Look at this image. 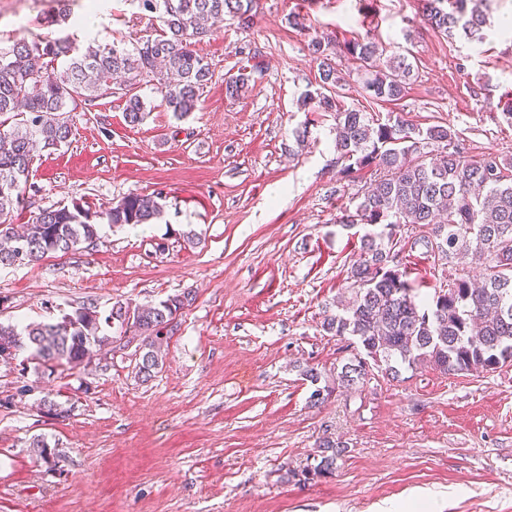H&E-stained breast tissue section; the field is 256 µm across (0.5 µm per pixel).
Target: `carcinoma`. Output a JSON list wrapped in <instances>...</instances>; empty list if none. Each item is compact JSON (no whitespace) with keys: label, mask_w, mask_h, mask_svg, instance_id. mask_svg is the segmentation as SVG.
<instances>
[{"label":"carcinoma","mask_w":512,"mask_h":512,"mask_svg":"<svg viewBox=\"0 0 512 512\" xmlns=\"http://www.w3.org/2000/svg\"><path fill=\"white\" fill-rule=\"evenodd\" d=\"M144 10L160 14L161 33L133 49L94 42L76 45L70 36L55 39L20 38L0 46V115L27 112L29 118L0 131V265L38 261L50 253L93 247L100 222L148 224L162 205L154 197L129 194L100 214L74 205L49 207L19 232L10 222L14 205L26 186L34 152L58 149L71 134L69 113L97 97L103 82L122 79L125 116L138 124L147 110L138 93L154 83L167 109L185 118L198 108L213 72L191 48V40L207 33L208 24L224 16L246 24L254 0H140ZM487 0H425L424 20L446 37L456 33L480 41ZM318 62L320 87L304 94L302 104L317 112H333L336 120V168L339 178L371 168L379 177L363 195L355 212L339 217L341 224L380 226L364 235L360 261L350 268L347 303L327 311L322 329L351 336L361 352L349 358L337 383L353 387L378 369L397 376L400 367L430 366L444 374H473L512 362V159L494 152L471 156L459 133L448 126L426 130L390 113L374 122L366 113L344 107L326 94L341 81L329 43L310 42ZM358 64L363 88L373 101L394 102L406 96L414 66L405 55L375 64L382 50L370 38L346 47ZM250 74L241 72L224 82L225 95L237 97ZM435 147L436 152L428 151ZM429 228L436 248L448 259V287L431 299H417L407 280L406 265L395 250L400 228ZM190 293L176 294L150 306L116 303L107 315L89 304L65 314L56 323L18 328L0 322V363L20 361V371L34 364L52 371L74 368L94 350L114 340L102 325L124 331L132 322L140 331L136 373L147 382L163 363V353L175 331L171 316L190 306ZM29 447L54 467L61 453L42 436ZM320 461L302 473L309 480L332 473L345 445L326 435L319 442Z\"/></svg>","instance_id":"carcinoma-1"}]
</instances>
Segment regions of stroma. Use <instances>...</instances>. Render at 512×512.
<instances>
[{
	"instance_id": "obj_1",
	"label": "stroma",
	"mask_w": 512,
	"mask_h": 512,
	"mask_svg": "<svg viewBox=\"0 0 512 512\" xmlns=\"http://www.w3.org/2000/svg\"><path fill=\"white\" fill-rule=\"evenodd\" d=\"M88 4L69 0V20L51 26L55 0H0V44L67 34L129 48L160 28L138 0L93 14ZM366 35L414 66L398 104L364 96L346 46ZM316 36L333 41L345 107L449 126L471 154L512 157V0H490L479 42L424 29L420 0H257L249 24L225 17L194 43L213 78L186 119L150 84L135 125L120 94L79 106L68 144L36 157L12 224L51 206L99 213L130 194H163V211L101 224L92 249L0 266V321L52 323L89 303L106 313L183 292L195 301L147 382L131 348L84 370L0 365V512H382L429 494L431 512H512V364L405 367L309 402L302 369L331 384L353 350L321 322L368 230L337 219L375 179L366 168L337 180L334 116L300 105L319 82ZM242 69L248 90L227 97L225 79ZM397 248L420 297L446 287L448 262L417 229L404 227ZM46 396L60 415L38 411ZM326 434L347 448L334 474L304 479ZM36 436L61 451L56 470L31 451Z\"/></svg>"
}]
</instances>
